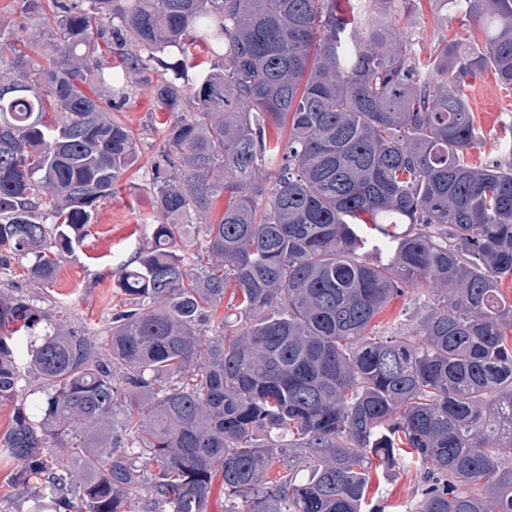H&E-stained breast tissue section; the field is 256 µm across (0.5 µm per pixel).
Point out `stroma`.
<instances>
[{
  "label": "stroma",
  "instance_id": "stroma-1",
  "mask_svg": "<svg viewBox=\"0 0 512 512\" xmlns=\"http://www.w3.org/2000/svg\"><path fill=\"white\" fill-rule=\"evenodd\" d=\"M0 18L23 21L28 33L36 37L27 51L28 62L44 63L51 42L40 14L21 15L18 0H0ZM448 31L480 44L485 41L479 23L450 16L436 0H422L412 23L413 53L427 58L437 37ZM166 77V71L154 65L121 83L124 97L114 114L135 137L138 163L117 184L112 198L95 210L88 234L76 252L62 262L53 286L34 295V305L52 314L54 322L64 328L99 332L114 313L125 307V297L115 286L116 274L121 261L137 245L148 241L155 195L151 163L164 148L167 119L157 106L150 85ZM466 95L475 125L482 132L468 159L482 165L500 158L499 143L512 131V91L502 89L492 74L485 73L468 78ZM369 492L367 505L373 512H408L420 495V476L415 466L405 461L376 465Z\"/></svg>",
  "mask_w": 512,
  "mask_h": 512
}]
</instances>
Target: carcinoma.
Returning <instances> with one entry per match:
<instances>
[{
	"mask_svg": "<svg viewBox=\"0 0 512 512\" xmlns=\"http://www.w3.org/2000/svg\"><path fill=\"white\" fill-rule=\"evenodd\" d=\"M48 2L45 65L0 22V270L29 288L137 160L101 44L127 75L192 33L218 63L191 93L152 86L172 120L151 243L102 333L56 327L0 277V446L17 494L46 490L31 512H135L151 465L161 512H206L217 473L224 512H362L373 460L404 448L412 512H512V138L507 160L469 162L465 93L488 70L512 88V0H442L484 46L442 35L424 62L398 30L413 0H358L365 34L336 0ZM220 195L204 266L189 218ZM419 286L414 326L372 324ZM228 292L244 328L217 315Z\"/></svg>",
	"mask_w": 512,
	"mask_h": 512,
	"instance_id": "1",
	"label": "carcinoma"
}]
</instances>
